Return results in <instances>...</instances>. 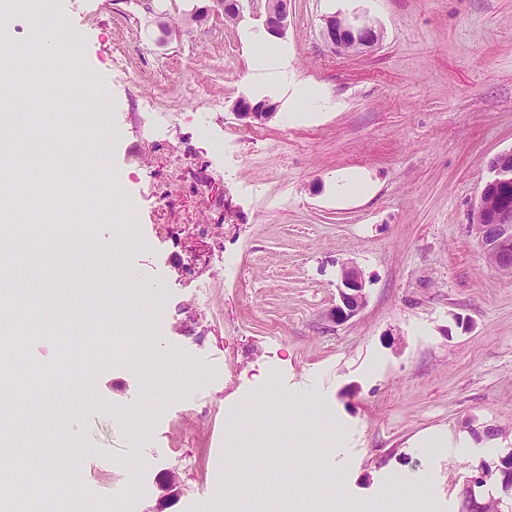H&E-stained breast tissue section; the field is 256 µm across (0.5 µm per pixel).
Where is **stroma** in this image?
<instances>
[{"label":"stroma","instance_id":"35a3bbf8","mask_svg":"<svg viewBox=\"0 0 512 512\" xmlns=\"http://www.w3.org/2000/svg\"><path fill=\"white\" fill-rule=\"evenodd\" d=\"M207 4L30 0L7 19L9 49L31 45L44 12L70 45L35 63L56 89L32 88L37 105L11 116L31 129L14 167L57 174L13 213L26 238L0 256V272L25 286L0 305L41 323L0 380L14 400L32 381L39 392L37 405L10 407L20 424L0 444V468L46 479L39 503L14 508L111 512L134 480L140 512H201L224 501L230 436L250 460L239 491L255 473L270 488L249 512H276L301 474L328 512H379L396 486L430 497L433 512H460L467 477L512 452V276L470 228L490 159L512 150V0H351L382 31L359 53L324 40L327 0H288L290 65L330 108L265 122L236 114L240 98L263 93L245 42L263 29L265 0H240L233 26ZM197 6L201 21H186ZM77 63L94 80L79 95ZM89 118L105 154L94 138L74 142ZM76 154L103 160L136 198L153 243L121 248L107 274L88 250L123 240L125 217L107 212L95 170L72 174ZM343 170L368 173L372 196L338 201ZM346 260L363 271L367 301L339 324L329 313ZM115 324L121 350L66 368L69 349ZM147 331L155 366L191 361L202 390L138 384L128 359ZM73 372L92 402L61 397ZM273 374L274 395L307 408L305 422L232 423ZM137 403L141 430L128 416ZM488 425L500 436L476 439ZM135 458L151 471L130 475ZM170 471L181 488L166 500Z\"/></svg>","mask_w":512,"mask_h":512}]
</instances>
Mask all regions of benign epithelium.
<instances>
[{"label":"benign epithelium","mask_w":512,"mask_h":512,"mask_svg":"<svg viewBox=\"0 0 512 512\" xmlns=\"http://www.w3.org/2000/svg\"><path fill=\"white\" fill-rule=\"evenodd\" d=\"M264 26L278 36L288 30V0H270L265 9ZM325 41L335 49L355 51L370 48L380 40V30L359 17L332 16L322 31ZM276 105L268 99L252 103L243 98L236 105L237 116L255 121H268L275 115ZM490 178L485 182L474 213L472 229L483 255L498 269L512 268V200L503 188L512 184V151L499 154L488 163ZM338 302L331 317L344 323L364 307L366 282L363 272L347 261L342 263L338 283ZM488 470L479 468L465 482L461 512H483L484 496L477 489L486 485Z\"/></svg>","instance_id":"1"}]
</instances>
